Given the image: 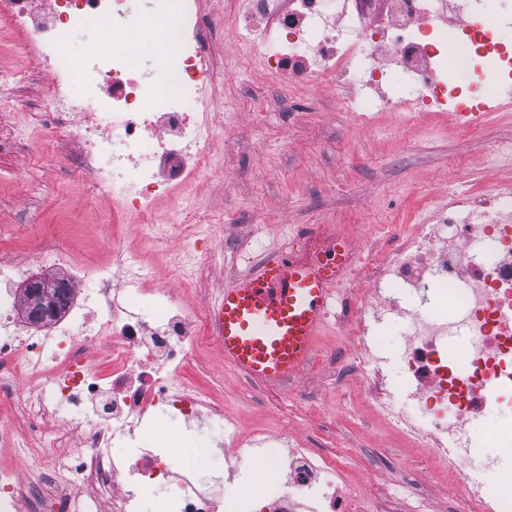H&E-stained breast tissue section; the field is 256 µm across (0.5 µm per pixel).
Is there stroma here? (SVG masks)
Listing matches in <instances>:
<instances>
[{"instance_id": "1", "label": "stroma", "mask_w": 512, "mask_h": 512, "mask_svg": "<svg viewBox=\"0 0 512 512\" xmlns=\"http://www.w3.org/2000/svg\"><path fill=\"white\" fill-rule=\"evenodd\" d=\"M225 0H203L217 35V63L224 81L214 91L212 112L224 116L226 154L215 174L184 186L179 195L209 218H223L224 229L207 233L193 246L168 239L164 248L185 259L208 257L207 275L193 304L209 306L218 291L237 278L276 259L285 250L305 256L299 246L301 227L345 232L360 240L357 264L370 251L389 246L383 225L410 231L418 224L438 223L436 206L449 190L480 192L512 185V151L490 155L489 138L512 144V96L480 85L476 93L488 106L482 132H462L454 113L425 112L403 123L395 112H376L366 127L353 124L344 103L361 97L350 84L302 85L295 102H287L261 68L235 73L231 64L242 51L225 33ZM13 36L0 27V69L25 74L0 96L11 109L0 122L41 111L50 75L36 59L13 56ZM71 145L60 143L46 125L33 123L27 136L0 144V251L22 256L46 236L69 245L75 261L98 266L110 261L108 241L119 234L145 265H152L154 243L146 226L128 217L115 226L103 223L110 206L89 194L86 178L69 161ZM345 281H338L326 324L318 336L317 364L308 366L290 387L250 380L225 362L211 335L201 337L188 379L233 412L245 436L273 434L288 428L302 444L332 457L347 477L369 471L363 487L373 512H454L456 499L427 448L414 446L364 408L358 384L343 366L356 348L352 337L336 333ZM0 468L23 451L35 465L46 444L57 438L68 447L79 444L63 422L36 423L17 438L18 414L12 401L0 399ZM193 442L222 463L224 435L218 420L199 427L155 421L144 445L164 452Z\"/></svg>"}]
</instances>
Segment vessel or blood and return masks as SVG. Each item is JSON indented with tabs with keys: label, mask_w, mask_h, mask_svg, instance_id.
Returning <instances> with one entry per match:
<instances>
[{
	"label": "vessel or blood",
	"mask_w": 512,
	"mask_h": 512,
	"mask_svg": "<svg viewBox=\"0 0 512 512\" xmlns=\"http://www.w3.org/2000/svg\"><path fill=\"white\" fill-rule=\"evenodd\" d=\"M336 256L332 249L310 264L285 251L224 289L210 315L225 361L253 381L280 385L314 360L338 277Z\"/></svg>",
	"instance_id": "1"
}]
</instances>
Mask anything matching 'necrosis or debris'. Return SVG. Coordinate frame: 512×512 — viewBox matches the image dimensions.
I'll list each match as a JSON object with an SVG mask.
<instances>
[{
  "label": "necrosis or debris",
  "instance_id": "1",
  "mask_svg": "<svg viewBox=\"0 0 512 512\" xmlns=\"http://www.w3.org/2000/svg\"><path fill=\"white\" fill-rule=\"evenodd\" d=\"M495 2L490 10L485 0H466L470 19L450 33L438 25L435 0H227L225 31L244 48L238 68L260 64L289 92L340 81L382 91L372 107L347 100L363 127L373 109L413 115L432 111L439 97L467 93L475 63L490 79L512 77V43L499 26L512 15V0ZM340 13L352 25H339ZM168 14L173 27L154 31ZM94 18L108 22L111 49L88 48L77 66L64 65L74 33ZM0 24L14 33L20 56L41 59L50 72L52 133L75 145L90 191L112 195L113 220L147 214L157 199L215 170L221 130L207 107L224 73L201 0H151L141 12L130 11L128 0H0ZM154 43L163 44L166 60L146 72L138 58ZM398 76L409 80L410 93L386 95ZM78 83L87 84L86 94L73 95ZM35 260L59 273L70 300L42 335H21L16 313L27 299L11 285L23 268L0 262V390L20 389L27 415L65 414L84 450L75 454L56 441L37 474L0 477V512L21 503L28 512H80L78 496L90 485L111 500L112 512H140L161 485L172 492L159 512H218V495L191 482L210 469L206 457L182 448L162 455L119 449L130 418L148 421L163 411L187 422L222 417L235 449L224 460L228 474L253 456L234 416L186 377L207 316L174 293L198 287L201 273L185 275L173 261V288L152 287L117 236L104 269L77 264L52 239ZM344 271L343 326L360 344L346 367L365 406L432 449L459 488V512H512V496L501 493L512 481L502 466L512 458V423L480 446L467 431L473 416L512 401V187L449 195L440 223L394 233L366 267ZM125 279L154 305L152 317L121 300ZM396 322L410 339L394 378L379 333ZM454 334L461 337L458 362L448 355ZM263 454V492L240 497L236 512H301L307 501L312 512H370L359 483L337 484L329 458L314 456L288 431L267 438Z\"/></svg>",
  "mask_w": 512,
  "mask_h": 512
}]
</instances>
